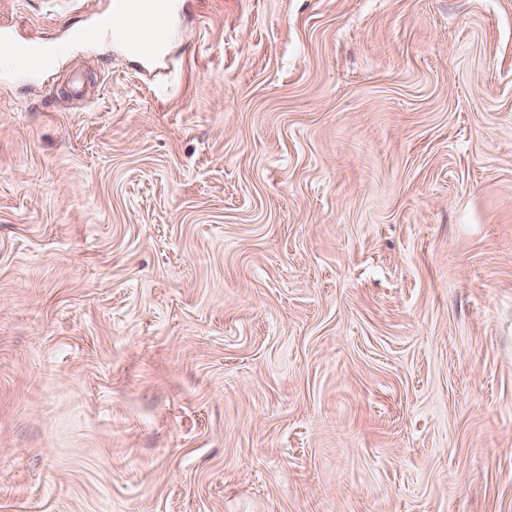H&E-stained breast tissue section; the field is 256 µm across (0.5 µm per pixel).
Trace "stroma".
Wrapping results in <instances>:
<instances>
[{"instance_id":"stroma-1","label":"stroma","mask_w":512,"mask_h":512,"mask_svg":"<svg viewBox=\"0 0 512 512\" xmlns=\"http://www.w3.org/2000/svg\"><path fill=\"white\" fill-rule=\"evenodd\" d=\"M108 6L0 0V512H512V0ZM130 0H111L108 9L99 14V23L101 26L110 27L115 29H124L133 31L140 29L148 31L152 26H156L152 19L139 15V12L119 14L122 12L121 5L129 2ZM119 14L118 16H112ZM1 46L12 51L19 58V62L24 68L23 72L30 71L31 68L41 66L43 63V43L37 40H28L20 42L15 39L12 29L8 26L0 27ZM26 69V70H25Z\"/></svg>"}]
</instances>
